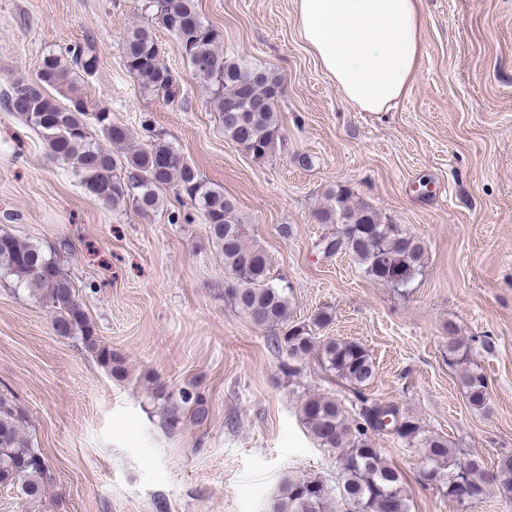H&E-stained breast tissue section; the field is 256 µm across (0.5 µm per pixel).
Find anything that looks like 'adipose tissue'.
<instances>
[{"instance_id":"1","label":"adipose tissue","mask_w":512,"mask_h":512,"mask_svg":"<svg viewBox=\"0 0 512 512\" xmlns=\"http://www.w3.org/2000/svg\"><path fill=\"white\" fill-rule=\"evenodd\" d=\"M299 38L338 92L364 112L406 97L422 51L421 0H293Z\"/></svg>"}]
</instances>
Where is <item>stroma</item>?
I'll return each mask as SVG.
<instances>
[{"label": "stroma", "mask_w": 512, "mask_h": 512, "mask_svg": "<svg viewBox=\"0 0 512 512\" xmlns=\"http://www.w3.org/2000/svg\"><path fill=\"white\" fill-rule=\"evenodd\" d=\"M145 4L0 0V92L36 79L47 53L94 43L91 105L135 143L164 137L222 188L272 275L291 285L292 321L330 313L318 336L361 344L376 375L356 389L317 358L289 362L225 304L202 213L172 196L156 215L112 210L0 110V229L55 254L112 354L103 363L57 335L41 303L0 279V395L25 413L52 476L42 502L25 508L0 487V512H271L284 478L336 482L333 453L298 416L310 394L340 400L353 418L395 406L460 458L496 469L512 454V0H422L415 82L389 112L343 98L299 39L292 0H196L226 56L283 79L281 139L260 163L225 138L166 30L154 33L181 85L176 100L143 93L125 69L124 41ZM341 187L423 242L422 272L407 287L325 252L336 227L321 211ZM457 339L487 379L485 410L469 405L448 366ZM372 440L402 471L412 512H512L494 489L461 508L421 482L418 449L388 434Z\"/></svg>", "instance_id": "35a3bbf8"}]
</instances>
